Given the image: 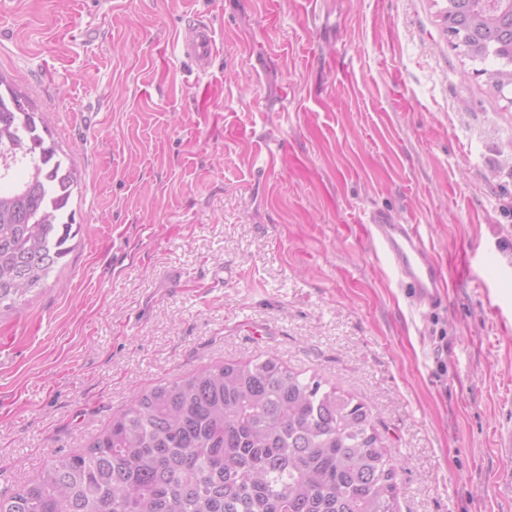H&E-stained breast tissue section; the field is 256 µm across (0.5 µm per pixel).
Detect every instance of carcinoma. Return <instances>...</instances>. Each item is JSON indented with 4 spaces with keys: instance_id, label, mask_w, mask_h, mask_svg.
Returning <instances> with one entry per match:
<instances>
[{
    "instance_id": "1",
    "label": "carcinoma",
    "mask_w": 512,
    "mask_h": 512,
    "mask_svg": "<svg viewBox=\"0 0 512 512\" xmlns=\"http://www.w3.org/2000/svg\"><path fill=\"white\" fill-rule=\"evenodd\" d=\"M445 31L512 85V0H446ZM43 113L0 74V313L42 290L79 234L81 175ZM396 465L367 404L273 355L158 384L53 458L0 512H397Z\"/></svg>"
}]
</instances>
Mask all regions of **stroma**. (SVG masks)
<instances>
[{"mask_svg": "<svg viewBox=\"0 0 512 512\" xmlns=\"http://www.w3.org/2000/svg\"><path fill=\"white\" fill-rule=\"evenodd\" d=\"M444 6L0 5V73L83 175L73 252L0 316V493L159 381L272 352L371 407L397 512H512V89L449 43ZM193 19L203 72L174 41ZM375 211L418 225L440 308L371 246ZM181 51L191 57L200 71H205L215 53L213 31L206 25H193L177 35Z\"/></svg>", "mask_w": 512, "mask_h": 512, "instance_id": "obj_1", "label": "stroma"}]
</instances>
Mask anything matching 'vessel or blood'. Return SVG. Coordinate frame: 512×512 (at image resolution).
Listing matches in <instances>:
<instances>
[{
    "mask_svg": "<svg viewBox=\"0 0 512 512\" xmlns=\"http://www.w3.org/2000/svg\"><path fill=\"white\" fill-rule=\"evenodd\" d=\"M177 43L199 70L209 67L215 53V38L210 27H187L178 33ZM368 235L417 307L440 306L446 278L442 268L431 258L417 226L397 223L391 215L379 211L369 219Z\"/></svg>",
    "mask_w": 512,
    "mask_h": 512,
    "instance_id": "1",
    "label": "vessel or blood"
}]
</instances>
